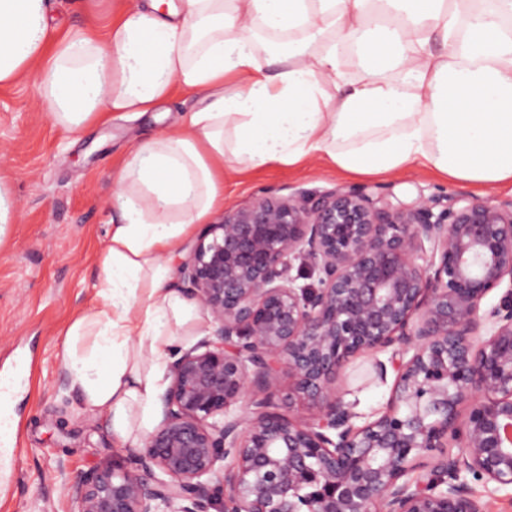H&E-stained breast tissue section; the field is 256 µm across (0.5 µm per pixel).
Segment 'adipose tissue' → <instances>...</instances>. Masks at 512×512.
I'll return each instance as SVG.
<instances>
[{"mask_svg": "<svg viewBox=\"0 0 512 512\" xmlns=\"http://www.w3.org/2000/svg\"><path fill=\"white\" fill-rule=\"evenodd\" d=\"M54 0H0V85L37 74L56 124L200 92L178 127L134 143L94 283L59 352L121 445L159 417L170 364L205 336L170 259L224 204V171L325 153L360 174L419 163L512 183V0H143L105 41L61 30ZM363 74L353 77V67Z\"/></svg>", "mask_w": 512, "mask_h": 512, "instance_id": "adipose-tissue-1", "label": "adipose tissue"}]
</instances>
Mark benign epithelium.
<instances>
[{
  "label": "benign epithelium",
  "instance_id": "7a95c632",
  "mask_svg": "<svg viewBox=\"0 0 512 512\" xmlns=\"http://www.w3.org/2000/svg\"><path fill=\"white\" fill-rule=\"evenodd\" d=\"M178 271L214 338L170 364L130 464L68 483L77 512H486L470 480L512 487V201L263 191ZM362 353L394 380L356 425L336 378Z\"/></svg>",
  "mask_w": 512,
  "mask_h": 512
}]
</instances>
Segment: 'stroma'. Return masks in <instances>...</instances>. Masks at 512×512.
Listing matches in <instances>:
<instances>
[{
	"instance_id": "obj_1",
	"label": "stroma",
	"mask_w": 512,
	"mask_h": 512,
	"mask_svg": "<svg viewBox=\"0 0 512 512\" xmlns=\"http://www.w3.org/2000/svg\"><path fill=\"white\" fill-rule=\"evenodd\" d=\"M138 0H61L66 25L106 27ZM198 92L174 85L171 96L143 113H109L73 133L54 123L36 79L0 87V180L10 188L15 221L0 239V373L26 364L29 384L11 402L20 454L0 470V512H76L64 487L127 461L107 416L86 412L60 363L64 332L78 311L97 304V259L112 218L119 171L133 143L176 126L198 108ZM339 185L412 197L464 193L512 200V183L492 190L451 182L417 164L378 176L344 172L322 154L292 166L225 171V206L248 204L260 191L288 195ZM371 355L354 358L338 384L355 412L383 411L389 383L370 375Z\"/></svg>"
}]
</instances>
